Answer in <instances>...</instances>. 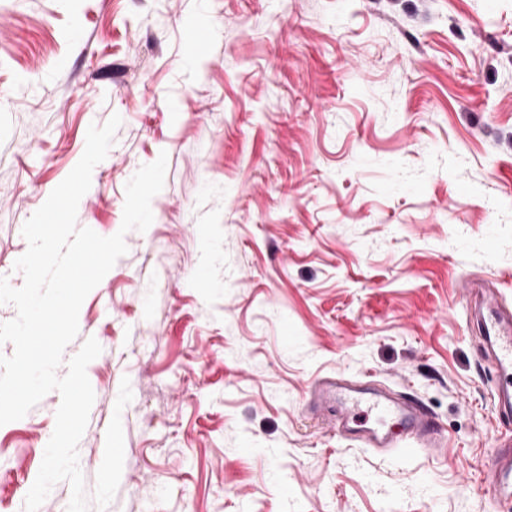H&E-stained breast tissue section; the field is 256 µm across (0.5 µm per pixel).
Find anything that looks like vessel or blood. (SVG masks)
I'll list each match as a JSON object with an SVG mask.
<instances>
[{
	"label": "vessel or blood",
	"mask_w": 512,
	"mask_h": 512,
	"mask_svg": "<svg viewBox=\"0 0 512 512\" xmlns=\"http://www.w3.org/2000/svg\"><path fill=\"white\" fill-rule=\"evenodd\" d=\"M475 298L472 324L486 341L485 352L500 366L504 381L497 394L495 412L512 414V307L502 299L494 283L476 278L468 284ZM310 397L350 413L360 408L374 410L383 417L379 426L346 427L350 439L376 453L409 454L417 450L446 452L448 439L433 415L412 395L388 388H370L341 375L314 381ZM490 484L502 502L512 501V437L502 436L487 467Z\"/></svg>",
	"instance_id": "b4317fda"
}]
</instances>
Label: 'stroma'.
Returning a JSON list of instances; mask_svg holds the SVG:
<instances>
[{
  "label": "stroma",
  "instance_id": "stroma-1",
  "mask_svg": "<svg viewBox=\"0 0 512 512\" xmlns=\"http://www.w3.org/2000/svg\"><path fill=\"white\" fill-rule=\"evenodd\" d=\"M115 114L78 226L114 235L127 182L167 168L64 351L104 348L88 512H505L475 477L512 417L463 285L512 303V0H0L12 287L24 223ZM339 371L416 397L447 454L347 440L307 408ZM59 404L0 426V512H24Z\"/></svg>",
  "mask_w": 512,
  "mask_h": 512
}]
</instances>
